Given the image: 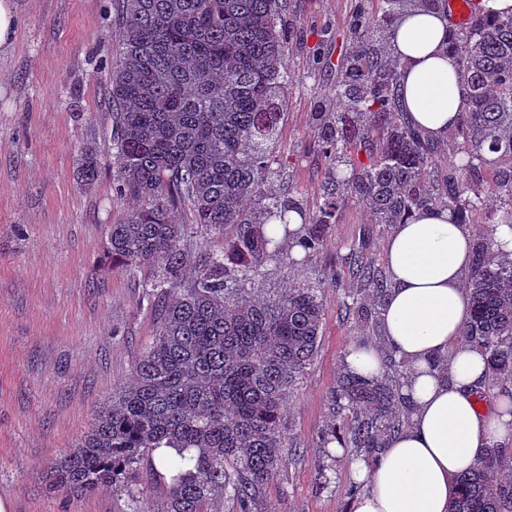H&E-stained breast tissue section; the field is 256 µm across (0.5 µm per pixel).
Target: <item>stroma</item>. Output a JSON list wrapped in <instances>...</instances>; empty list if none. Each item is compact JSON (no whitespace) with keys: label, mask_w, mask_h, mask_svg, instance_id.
<instances>
[{"label":"stroma","mask_w":512,"mask_h":512,"mask_svg":"<svg viewBox=\"0 0 512 512\" xmlns=\"http://www.w3.org/2000/svg\"><path fill=\"white\" fill-rule=\"evenodd\" d=\"M17 36L0 50V501L10 512H163L166 481L155 460L125 486L84 496L49 492L48 465L89 429L96 411L128 383L152 343L158 318L145 296L151 267L112 269L104 260L107 227L139 206L117 196L106 85L119 59L113 0H15ZM360 0H288V103L280 122L278 191L315 208L326 173L310 131L316 100L340 76L350 18ZM101 172L94 188L76 176L85 149ZM185 227V278L203 250L223 236L175 213ZM391 232L346 198L328 245L303 264L264 266L256 286L272 295L323 275L325 304L318 355L289 395L283 429L297 450L268 484L253 512H352L353 481L344 456L321 447L334 419L330 396L352 343L381 345L380 318L344 316L356 282L346 259L363 244L384 264Z\"/></svg>","instance_id":"stroma-1"}]
</instances>
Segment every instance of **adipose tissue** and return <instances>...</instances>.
Here are the masks:
<instances>
[{
	"label": "adipose tissue",
	"instance_id": "obj_1",
	"mask_svg": "<svg viewBox=\"0 0 512 512\" xmlns=\"http://www.w3.org/2000/svg\"><path fill=\"white\" fill-rule=\"evenodd\" d=\"M453 24L443 12L400 16L392 47L399 63V99L411 128L447 137L466 85L448 49ZM476 239L447 210H419L394 225L384 247L391 287L383 302V345L352 344L345 369L365 378L384 372L393 352L406 375L400 387L407 424L372 461L355 456L349 477L365 490L352 512H448L458 476L487 448L512 446V396L491 407L477 402L488 377L479 351L464 342L469 316L464 276Z\"/></svg>",
	"mask_w": 512,
	"mask_h": 512
}]
</instances>
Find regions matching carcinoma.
<instances>
[{"label": "carcinoma", "mask_w": 512, "mask_h": 512, "mask_svg": "<svg viewBox=\"0 0 512 512\" xmlns=\"http://www.w3.org/2000/svg\"><path fill=\"white\" fill-rule=\"evenodd\" d=\"M121 57L108 90L119 169L115 192L141 206L109 226L112 265L155 267L150 296L158 333L133 380L112 395L80 442L50 466L53 492L88 494L121 486L158 448H173L165 512H212L229 494L251 512L288 464L282 417L286 397L318 352L324 304L314 282L259 296L248 287L282 255L267 228L307 259L327 245L345 198L376 224H399L419 209L444 207L462 224L481 219L489 196L507 198L477 241L468 271L471 316L462 331L488 366L489 388L512 378V260L500 257L494 227H512V15L472 3L473 22L454 31L467 93L448 132V169L438 147L409 127L399 105L397 60L388 46L394 21L410 7L447 0H369L358 6L332 94L318 100L311 128L327 162L313 209L281 196L270 166L288 87V43L280 24L287 0H116ZM496 155L494 180L482 175ZM78 173L95 184L100 162L82 153ZM188 208L214 233L232 229L224 250L203 252L182 286ZM300 226L289 229V214ZM359 288L349 313L378 306L385 274L352 247ZM395 359L376 379L340 377L333 403L351 418L343 437L325 440L377 456L405 423ZM512 451L488 448L458 480L448 512H512Z\"/></svg>", "instance_id": "obj_1"}]
</instances>
